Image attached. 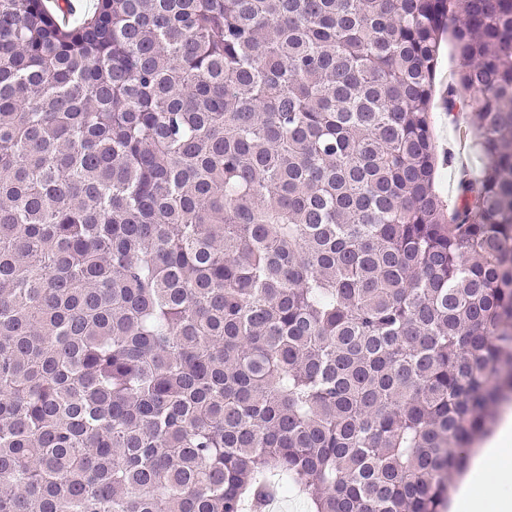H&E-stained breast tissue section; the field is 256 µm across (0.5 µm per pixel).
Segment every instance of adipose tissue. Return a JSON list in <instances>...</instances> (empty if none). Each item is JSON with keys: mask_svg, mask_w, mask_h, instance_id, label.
Returning <instances> with one entry per match:
<instances>
[{"mask_svg": "<svg viewBox=\"0 0 512 512\" xmlns=\"http://www.w3.org/2000/svg\"><path fill=\"white\" fill-rule=\"evenodd\" d=\"M449 512H512V416L479 444L448 505Z\"/></svg>", "mask_w": 512, "mask_h": 512, "instance_id": "1", "label": "adipose tissue"}]
</instances>
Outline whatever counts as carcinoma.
<instances>
[{
  "label": "carcinoma",
  "mask_w": 512,
  "mask_h": 512,
  "mask_svg": "<svg viewBox=\"0 0 512 512\" xmlns=\"http://www.w3.org/2000/svg\"><path fill=\"white\" fill-rule=\"evenodd\" d=\"M511 389L512 0H0V512H439ZM454 61L451 55L450 43H443L440 66L434 87L433 108L430 112L432 134L441 157L448 156V164L437 171L435 183L437 193L447 205H453L457 188L464 178H472L476 169L482 165L479 145L470 139L459 142L458 129L466 122H471L472 112L468 109L460 114V124L452 122L445 110L444 96L454 70ZM448 152V154H447ZM310 500L299 487L277 497L263 512H311Z\"/></svg>",
  "instance_id": "cac0c4a2"
}]
</instances>
